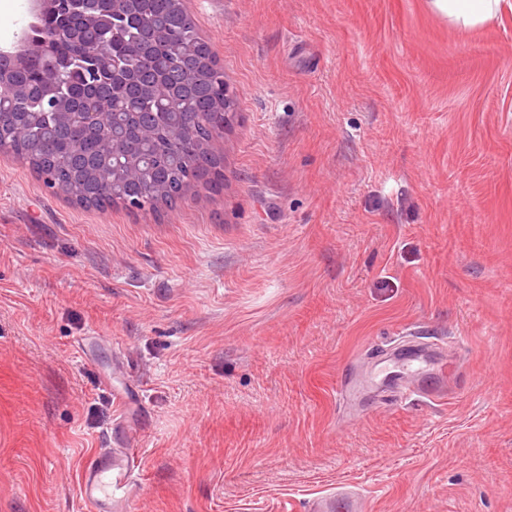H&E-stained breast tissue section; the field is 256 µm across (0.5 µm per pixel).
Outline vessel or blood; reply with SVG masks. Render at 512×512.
<instances>
[{
  "instance_id": "obj_1",
  "label": "vessel or blood",
  "mask_w": 512,
  "mask_h": 512,
  "mask_svg": "<svg viewBox=\"0 0 512 512\" xmlns=\"http://www.w3.org/2000/svg\"><path fill=\"white\" fill-rule=\"evenodd\" d=\"M409 392L438 398L442 389L428 383L424 367L410 370L403 377ZM140 451L135 444L123 448H104L84 467L78 496L85 512H131L128 489L139 466ZM313 512H366V501L354 486L338 482L334 492L314 500Z\"/></svg>"
}]
</instances>
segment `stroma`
Instances as JSON below:
<instances>
[{"label":"stroma","mask_w":512,"mask_h":512,"mask_svg":"<svg viewBox=\"0 0 512 512\" xmlns=\"http://www.w3.org/2000/svg\"><path fill=\"white\" fill-rule=\"evenodd\" d=\"M235 116L224 184L83 209L0 154V512H512V16L429 0H184ZM0 0V47L32 23ZM455 362L431 400L388 353ZM129 396L121 416L113 393ZM431 8L449 22L462 27H475L512 12L509 0H430ZM139 448L133 443L125 448H103L84 467L78 496L84 511H131L128 492L139 466ZM119 506V508H117ZM313 512H365L366 501L347 481L336 483V491L313 500Z\"/></svg>","instance_id":"obj_1"}]
</instances>
